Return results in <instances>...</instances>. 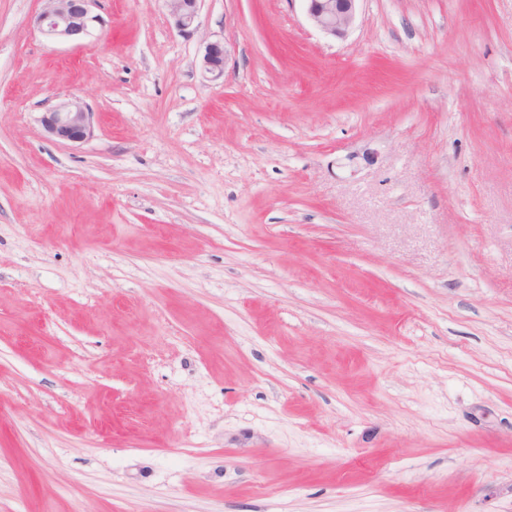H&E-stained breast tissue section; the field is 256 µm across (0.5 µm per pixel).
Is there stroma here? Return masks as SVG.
I'll return each mask as SVG.
<instances>
[{
	"mask_svg": "<svg viewBox=\"0 0 512 512\" xmlns=\"http://www.w3.org/2000/svg\"><path fill=\"white\" fill-rule=\"evenodd\" d=\"M42 7L0 0V512H512V0ZM96 0H43L46 6L36 17V27L46 38L77 42L92 35L100 21L92 11ZM168 14L180 32H189L195 24L202 0H164ZM307 18L323 34L342 37L354 24L361 0H302ZM231 56V49L221 40L209 43L200 61V69L204 75L216 80L224 75V69ZM40 123L52 138L80 145L93 137L94 112L77 98L67 99L44 112Z\"/></svg>",
	"mask_w": 512,
	"mask_h": 512,
	"instance_id": "1",
	"label": "stroma"
}]
</instances>
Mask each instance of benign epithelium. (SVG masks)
Instances as JSON below:
<instances>
[{
    "label": "benign epithelium",
    "instance_id": "1",
    "mask_svg": "<svg viewBox=\"0 0 512 512\" xmlns=\"http://www.w3.org/2000/svg\"><path fill=\"white\" fill-rule=\"evenodd\" d=\"M46 6L36 17V27L46 38L59 42L82 41L100 21L92 11L95 0H43ZM176 28L188 32L195 24L202 0H164ZM307 18L323 34L342 37L354 24L360 0H303ZM231 49L221 40L209 43L200 61L203 74L216 80L224 75ZM52 138L80 145L93 137L94 113L79 99H67L40 118Z\"/></svg>",
    "mask_w": 512,
    "mask_h": 512
}]
</instances>
